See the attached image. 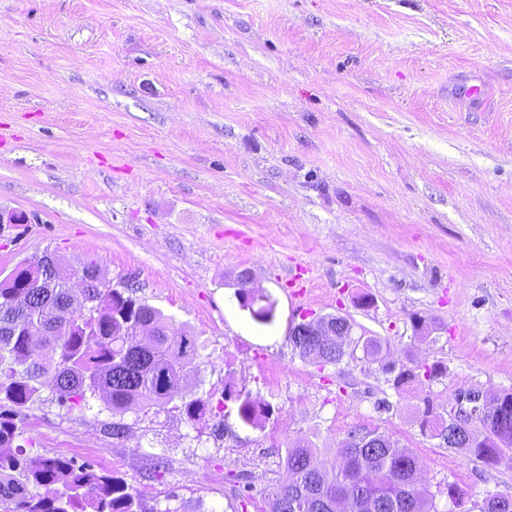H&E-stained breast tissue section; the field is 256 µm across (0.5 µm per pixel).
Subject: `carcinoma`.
Instances as JSON below:
<instances>
[{"label":"carcinoma","instance_id":"obj_1","mask_svg":"<svg viewBox=\"0 0 512 512\" xmlns=\"http://www.w3.org/2000/svg\"><path fill=\"white\" fill-rule=\"evenodd\" d=\"M69 268L63 259L54 264L27 268L0 283V395L11 409L0 412V504L8 512H146L134 486L90 463L66 457H46L18 446L14 454L3 448L24 433L17 416L35 400L51 379L58 404L76 406L86 394H100L112 414L141 410L156 412L177 399L191 422L207 413L209 401L185 400L188 380L197 375L200 349L197 339L175 330L161 311L145 301L124 295L118 288H92L95 303L90 316L63 312ZM26 292L30 305L21 309L14 297ZM241 306L252 318L269 324L274 303L251 288L240 289ZM46 321L47 336L33 344L21 321ZM295 351L320 366L337 364L346 354L351 337H290ZM367 359L382 364L396 392L431 383L447 375L440 362L409 361L396 367L383 362V342L370 336L363 341ZM237 414L246 425L257 427L271 409L249 391L236 394ZM422 432L449 448H462L488 465L512 468V391L500 396L497 413L468 411L450 425L432 413V401L423 398ZM361 445L352 431L340 443L341 463L333 470L319 468L313 441L298 436L287 442L281 465L288 482L261 491L270 512H439L436 495L444 494L456 506L465 491L448 484L427 496L418 489L419 465L415 454L401 449L390 436L369 431ZM61 485L64 492L52 497L36 492ZM478 512H512V492L487 496Z\"/></svg>","mask_w":512,"mask_h":512}]
</instances>
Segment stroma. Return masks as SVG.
I'll list each match as a JSON object with an SVG mask.
<instances>
[{"mask_svg":"<svg viewBox=\"0 0 512 512\" xmlns=\"http://www.w3.org/2000/svg\"><path fill=\"white\" fill-rule=\"evenodd\" d=\"M1 135L0 207L30 221L0 234V278L97 259L197 337L189 395L225 403L195 425L97 395L62 407L45 386L24 411L33 451L125 479L146 512H261L241 486L287 480V439L329 468L356 428L416 454L439 512L449 483L465 512L512 492V469L422 435L416 412L512 390V0H0ZM299 265L310 291L292 299ZM242 268L271 324L241 307ZM326 314L381 338L382 362L300 357L291 326ZM411 359L448 374L397 395L381 365ZM228 389L270 404L262 427ZM154 456L168 468L149 478Z\"/></svg>","mask_w":512,"mask_h":512,"instance_id":"obj_1","label":"stroma"}]
</instances>
